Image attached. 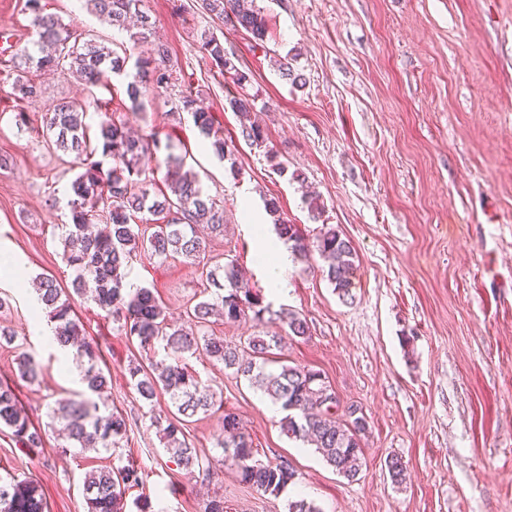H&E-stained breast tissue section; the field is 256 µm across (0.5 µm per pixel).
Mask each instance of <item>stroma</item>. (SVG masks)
I'll return each instance as SVG.
<instances>
[{"mask_svg": "<svg viewBox=\"0 0 512 512\" xmlns=\"http://www.w3.org/2000/svg\"><path fill=\"white\" fill-rule=\"evenodd\" d=\"M268 34L256 44L244 30L214 19L199 0H144L169 49L179 82L192 84L228 143L225 158L205 145L174 89L147 91L144 109H127L125 77L87 89L59 74L33 72L36 101L23 102L16 72L4 64L10 45L34 40L25 0H0V250L14 258L0 270V320L15 337L0 347V382L10 384L33 425L45 428L50 405L81 390L74 359L32 330L30 286L40 273L70 288L60 226L66 190L81 171L74 155L20 128L17 109L40 121L63 100L113 101L117 111H89L98 127L111 118L142 138L171 143L205 190L222 200L227 226L209 234L206 256L236 261L272 310L306 318L309 334L286 340L274 360L321 371L341 407L357 406L368 421L365 464L355 480L339 475L313 446L280 430L282 411L223 365L189 364L236 413L264 460L284 456L297 477L278 496L248 488L234 470L220 481L190 480L165 452L151 424L173 406L166 393L141 400L128 374L140 358L93 303L74 310L102 349L112 406L132 429L113 451L59 453L47 431L41 448H24L0 432V474L35 480L47 512H86L87 471L118 458L144 467L142 486L125 494V512H205L222 499L224 512H288L303 498L320 512H512V0H258ZM48 12L112 48L128 32L90 14L84 0H47ZM214 32L254 101L264 151L240 136V118L226 110L230 83L201 48ZM293 79H285L281 62ZM324 204L312 221L305 191ZM277 198L285 217L315 236L331 224L357 255L351 300L323 277L321 259L291 261L287 294L270 286L257 260L262 239L276 233L264 201ZM149 287L168 318L194 328L203 300L201 267L178 257H146L127 270ZM36 353L39 382L17 373L15 357ZM202 454L221 459L220 415H196L184 429ZM402 458L406 480L393 484L386 460Z\"/></svg>", "mask_w": 512, "mask_h": 512, "instance_id": "obj_1", "label": "stroma"}]
</instances>
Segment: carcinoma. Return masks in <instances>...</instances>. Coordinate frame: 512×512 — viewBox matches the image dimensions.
Segmentation results:
<instances>
[{"label":"carcinoma","mask_w":512,"mask_h":512,"mask_svg":"<svg viewBox=\"0 0 512 512\" xmlns=\"http://www.w3.org/2000/svg\"><path fill=\"white\" fill-rule=\"evenodd\" d=\"M86 2L92 12L112 26L122 29L130 19H136L137 32L131 35L133 44L151 45L152 55L138 57L136 74L126 87L130 109L139 112L144 107L141 96L147 88L166 89L172 84V72L155 65L156 60L166 59L167 48L156 39L149 16L140 8L142 0ZM26 7L31 26L38 34L34 43L38 54L26 47L16 49L10 61L18 68L34 65L40 70L58 71L89 89L106 86L112 76L125 71L127 55L92 40H82V34L47 12L44 0H26ZM201 8L212 18L230 22L251 34L255 40L262 42L266 38L267 19L256 6V0H201ZM201 48L220 73L229 76L239 88L226 98L227 106L235 113L247 115L253 100L240 92L247 82L245 73L226 57L224 44L214 34H201ZM180 103L181 109L191 113L194 126L210 142L213 153L225 157L227 143L223 131L215 126L210 112L197 106L191 87L181 91ZM92 105L100 111L108 109L109 103L99 99L90 104L63 101L42 115L41 127L31 128L37 134H46L56 150L75 154L83 168L70 184L68 223L63 225V257L74 273L72 292L61 288L51 274L36 277V302L50 323L56 343L63 349L75 348L81 366L83 389L55 401L49 412L52 421L62 424L69 441L59 451L65 453L71 447L110 451L119 447L130 428L127 416L109 407L102 409L97 402L107 391L108 380L98 365V342L86 336L82 323L74 317L72 296L76 295L93 301L143 352L148 354L161 343L172 354L171 359L152 361L147 367L133 365L129 373L143 400L153 401L159 391L169 395L176 413L170 418L154 419L153 426L170 458L188 478L201 475L211 480L218 476L220 466L199 455L184 437L186 420L200 412L209 415L218 404L217 392L198 379L184 360L186 354L221 363L245 377L285 412L280 429L287 437L315 446L338 473L355 479L364 463L362 440L368 421L362 414L338 421L321 407L323 391L329 384L320 371L287 364L270 369V351L280 347L284 337L267 331L249 337V353L244 358L222 336H200L192 330L171 326L152 289L127 282V267L142 255L160 261L177 256L193 262L199 260L206 244L195 226L205 224L215 233L224 232V202L203 192L197 175L185 169L184 158L174 155L169 144L165 145L167 154L162 161L167 169L165 186L154 189L153 183L141 179L142 162L146 154L159 150L158 142L134 138L125 130V124L114 120L100 123L98 134L90 136L86 115ZM241 136L252 147L267 148L263 129L254 123L241 125ZM109 158L112 167L106 169L104 162ZM265 209L273 217L276 235L288 245L291 255L305 262L316 255L327 260V268L323 269L327 280L340 297L350 296L358 259L351 241L329 224L322 225L314 238L305 237L297 225L283 217L275 198L265 200ZM145 211L153 216L149 220V234L135 223V217ZM205 280L204 292L209 298L193 309V317L200 324L207 323L217 312L229 321L251 316L261 323L264 314L270 312L260 292L240 285L237 266L232 262L207 271ZM276 317L288 327V336L308 335V322L300 313L279 311ZM16 364L20 379L26 382L34 383L42 376V362L28 352L18 354ZM222 422L224 440L218 442L223 449L221 466L234 468L242 484L275 496L294 481L296 470L287 459L274 463L257 457L253 441L236 414L224 413ZM0 426L10 429L25 448L43 445L42 430L32 426L13 389L1 383ZM386 466L392 482L400 484L405 480L406 467L400 458L390 457ZM141 483L143 473L133 463L113 464L85 473L87 512H124L125 490ZM46 509L33 480L0 475V512Z\"/></svg>","instance_id":"cac0c4a2"}]
</instances>
